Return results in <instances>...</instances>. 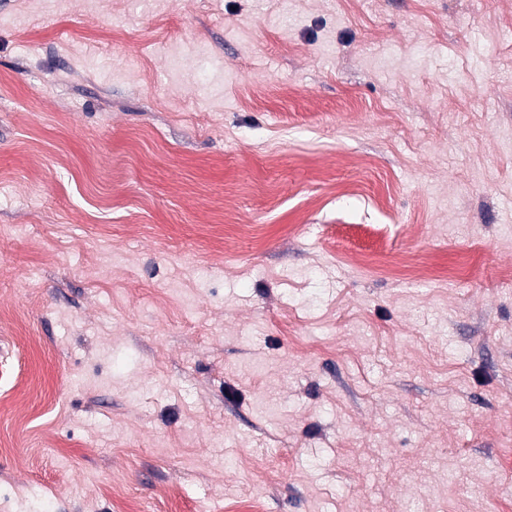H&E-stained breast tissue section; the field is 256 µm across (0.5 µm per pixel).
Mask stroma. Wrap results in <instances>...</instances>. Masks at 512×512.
<instances>
[{
  "mask_svg": "<svg viewBox=\"0 0 512 512\" xmlns=\"http://www.w3.org/2000/svg\"><path fill=\"white\" fill-rule=\"evenodd\" d=\"M0 512H512V0H0Z\"/></svg>",
  "mask_w": 512,
  "mask_h": 512,
  "instance_id": "1",
  "label": "stroma"
}]
</instances>
